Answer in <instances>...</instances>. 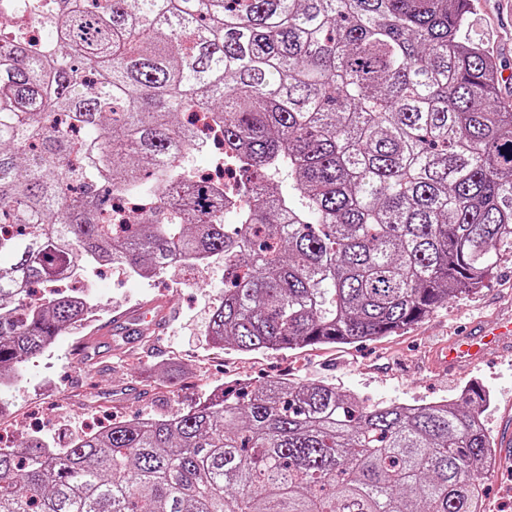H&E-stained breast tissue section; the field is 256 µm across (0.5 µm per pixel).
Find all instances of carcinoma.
I'll return each instance as SVG.
<instances>
[{"mask_svg": "<svg viewBox=\"0 0 512 512\" xmlns=\"http://www.w3.org/2000/svg\"><path fill=\"white\" fill-rule=\"evenodd\" d=\"M471 0H0V387L95 307L105 264L224 260L208 344L399 335L512 256V106ZM37 24L41 36H30ZM209 114L238 176L174 165ZM236 215L228 230L227 214ZM461 402L213 389L66 448L0 447V512H483L501 444Z\"/></svg>", "mask_w": 512, "mask_h": 512, "instance_id": "carcinoma-1", "label": "carcinoma"}]
</instances>
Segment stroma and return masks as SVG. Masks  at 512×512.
<instances>
[{
	"instance_id": "obj_1",
	"label": "stroma",
	"mask_w": 512,
	"mask_h": 512,
	"mask_svg": "<svg viewBox=\"0 0 512 512\" xmlns=\"http://www.w3.org/2000/svg\"><path fill=\"white\" fill-rule=\"evenodd\" d=\"M468 35L494 56L504 100L512 101V0H472ZM102 324L141 301L164 297L172 314L149 343L113 332L86 344L61 336L30 362L21 380L0 391L8 407L0 434L22 449L32 440L67 447L79 434L113 419L136 421L171 415L232 381L262 385L280 378L324 381L372 404H425L457 400L469 381L485 385L492 403L481 415L489 432L512 439V347L458 371H434L429 353L438 344L512 316V257H504L484 288L450 300L405 333L357 345H315L280 352L214 349L204 341L209 313L224 295V264L174 266L150 280L114 282L109 270L89 275ZM486 512H512V459L487 472Z\"/></svg>"
}]
</instances>
